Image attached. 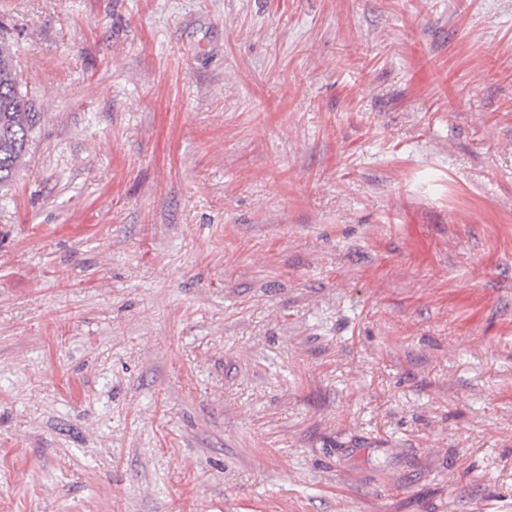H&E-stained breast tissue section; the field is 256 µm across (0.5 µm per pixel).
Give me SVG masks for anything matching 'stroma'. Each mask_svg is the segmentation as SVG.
Returning a JSON list of instances; mask_svg holds the SVG:
<instances>
[{"label":"stroma","mask_w":512,"mask_h":512,"mask_svg":"<svg viewBox=\"0 0 512 512\" xmlns=\"http://www.w3.org/2000/svg\"><path fill=\"white\" fill-rule=\"evenodd\" d=\"M0 512H512V0H0ZM38 112H32L28 90L10 45L0 41V188L8 187L24 163Z\"/></svg>","instance_id":"obj_1"}]
</instances>
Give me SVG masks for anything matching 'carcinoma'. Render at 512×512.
<instances>
[{"label":"carcinoma","instance_id":"carcinoma-1","mask_svg":"<svg viewBox=\"0 0 512 512\" xmlns=\"http://www.w3.org/2000/svg\"><path fill=\"white\" fill-rule=\"evenodd\" d=\"M38 113L14 61L10 45L0 41V188L9 186L24 163Z\"/></svg>","mask_w":512,"mask_h":512}]
</instances>
